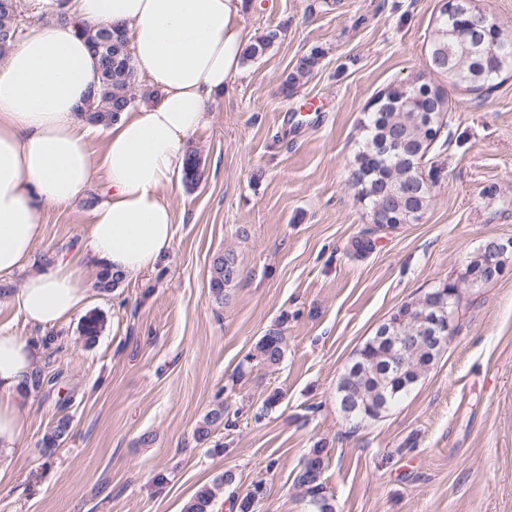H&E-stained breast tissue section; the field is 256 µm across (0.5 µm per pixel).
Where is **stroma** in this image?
Returning a JSON list of instances; mask_svg holds the SVG:
<instances>
[{"mask_svg": "<svg viewBox=\"0 0 512 512\" xmlns=\"http://www.w3.org/2000/svg\"><path fill=\"white\" fill-rule=\"evenodd\" d=\"M443 3L248 0L249 37H281L243 64L189 136L205 175L164 191L175 215L169 256L110 293L84 266L87 309L105 317L90 347L81 316L35 327L0 302V329L38 346L55 379L23 395L28 420L0 477V512H183L227 470L238 493L264 483L256 512H308L294 477L319 443L336 512H512V256L499 278L464 292L440 360L385 417L356 429L336 405L340 375L380 323L457 279L484 240L512 238V68L483 92L430 73ZM314 49L318 68L282 94ZM425 74L448 99L422 165L437 172L435 199L421 221L357 255L352 243L372 223L351 184L366 107ZM105 180L96 171L85 199L45 206L33 268L74 256ZM228 250L240 276L219 303L209 269ZM280 319L282 363L246 364ZM220 400L227 422L196 442ZM63 415L68 438L44 447Z\"/></svg>", "mask_w": 512, "mask_h": 512, "instance_id": "obj_1", "label": "stroma"}]
</instances>
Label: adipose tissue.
<instances>
[{
	"label": "adipose tissue",
	"mask_w": 512,
	"mask_h": 512,
	"mask_svg": "<svg viewBox=\"0 0 512 512\" xmlns=\"http://www.w3.org/2000/svg\"><path fill=\"white\" fill-rule=\"evenodd\" d=\"M243 0H76L70 19L33 30L0 57V280L28 269L12 303L32 324L69 321L88 302L79 267L30 269L45 205L67 206L106 172V197L91 210L85 260L137 276L172 248L174 213L164 188L183 176L187 139L239 72L248 41ZM123 24L133 60L157 100L122 113L100 160L78 109L96 60L78 31ZM40 363L32 343L0 331V458L21 444V390Z\"/></svg>",
	"instance_id": "ef3b65f1"
}]
</instances>
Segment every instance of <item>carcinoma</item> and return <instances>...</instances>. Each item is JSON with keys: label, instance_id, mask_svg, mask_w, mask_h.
<instances>
[{"label": "carcinoma", "instance_id": "cac0c4a2", "mask_svg": "<svg viewBox=\"0 0 512 512\" xmlns=\"http://www.w3.org/2000/svg\"><path fill=\"white\" fill-rule=\"evenodd\" d=\"M69 16V0H49L35 15L37 21L63 23ZM280 37V30L268 29L257 36L243 50V60L251 61L263 55ZM431 47L437 53L434 69L448 74L454 83L473 91L491 87L493 78L501 72V64L512 63V35L492 23L485 34L483 52H474L470 37L457 17L443 5L431 36ZM319 52L311 51L300 57L294 70L283 82V92H292L300 80L317 68ZM97 79L92 85L91 113H80L88 123L107 128L119 118L118 110L129 111L126 103L134 98L148 100L154 92L138 85L133 54L112 61L107 66L98 61ZM448 105L443 91L421 78L389 85L378 95V103L363 121V136L354 157V186L357 194L370 210L376 224H409L415 220L413 212L428 210L435 197L436 182L419 176L416 170L403 164L409 154L427 156L441 129L446 126ZM204 178V168L198 152L190 148L185 156L183 181L191 188ZM240 269L231 252L217 254L210 265V289L215 301H224V288L239 276ZM124 276L110 269H101L95 278V287L110 292L119 287ZM448 284L425 291L418 298L398 307L381 326L388 331L383 337L374 333L355 351L352 360L341 374L336 387V403L345 419L361 426L375 422L389 412L434 368L445 348L422 340L430 335L433 315H442L436 308V296ZM284 321L269 328L256 342L246 357L268 368L280 364L286 351ZM104 326V316L91 312L80 325V336L90 345L96 341ZM406 337L407 356L400 363L393 361L395 352L392 337ZM226 408L219 403L208 411L195 431L199 442L209 439L212 431L224 424ZM71 429L67 416L56 420L44 439L48 448L63 443ZM327 451L323 447L309 450V456L294 479V485L304 495L312 512H335L336 505L325 495L323 473ZM236 476L230 471L221 474L214 487L203 488L184 505L183 512H213L216 491L234 485Z\"/></svg>", "mask_w": 512, "mask_h": 512}]
</instances>
